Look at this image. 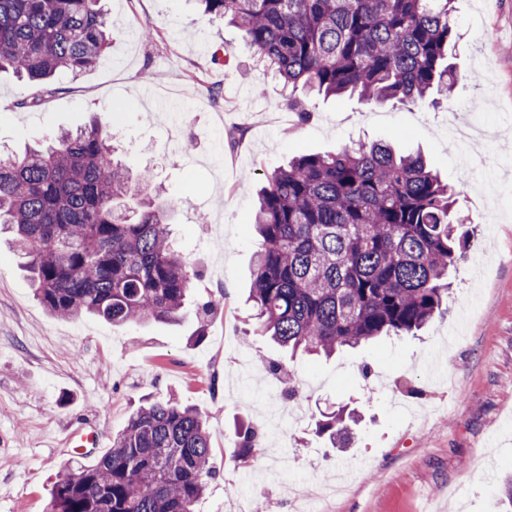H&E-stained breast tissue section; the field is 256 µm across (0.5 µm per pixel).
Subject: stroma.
<instances>
[{"label":"stroma","mask_w":512,"mask_h":512,"mask_svg":"<svg viewBox=\"0 0 512 512\" xmlns=\"http://www.w3.org/2000/svg\"><path fill=\"white\" fill-rule=\"evenodd\" d=\"M112 40L105 58L79 77L58 75L40 106H20L27 90L0 72V149L20 150L90 118L111 123L122 163L155 171L154 189L177 196L173 229L199 274L178 322L115 326L49 315L26 272L0 247V512H43L69 455L71 430L86 427L100 449L146 394L169 392L206 419L213 437L199 512H229L225 484L253 512L268 502L294 512L289 485L349 475L326 512H489L512 476V0H456L461 38L452 62L460 75L441 108L395 106L341 96L311 98L310 121L290 112L282 84L196 0H107ZM164 39L147 43L144 25ZM224 47L229 65L197 53ZM479 75V84L468 74ZM221 86L213 102L208 88ZM466 112L481 135L472 151L491 161L498 221L484 223L448 147V115ZM246 126L245 141L215 154L211 116ZM365 139L421 152L448 181L474 229L468 257L453 270L447 313L419 332L381 336L336 356L294 358L257 335L246 303L259 240L255 190L266 173L302 153L335 151ZM212 301L206 322L198 302ZM252 368V381L224 364L222 346ZM286 364L304 391L289 400L263 382L269 361ZM355 410L349 445L334 448L315 431L320 412ZM262 429L263 450L232 461L236 432ZM100 449L81 461L93 463Z\"/></svg>","instance_id":"35a3bbf8"}]
</instances>
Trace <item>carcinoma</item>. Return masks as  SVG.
I'll list each match as a JSON object with an SVG mask.
<instances>
[{
    "label": "carcinoma",
    "mask_w": 512,
    "mask_h": 512,
    "mask_svg": "<svg viewBox=\"0 0 512 512\" xmlns=\"http://www.w3.org/2000/svg\"><path fill=\"white\" fill-rule=\"evenodd\" d=\"M229 20L243 47L308 115L311 94L437 106L458 76L449 63L459 34L453 0H200ZM103 0H0V72L39 93L57 74L77 77L110 44ZM108 127L93 119L42 149L0 154V234L56 317L113 325L176 322L193 279L167 216L180 201H117L132 193ZM455 193L420 155L362 141L305 154L265 175L250 301L256 329L292 352L327 356L383 333L420 329L448 299V270L471 246ZM338 448L340 413L316 423ZM255 429L238 432L232 457H254ZM211 432L172 393L133 411L112 448L63 467L43 512H197L214 476Z\"/></svg>",
    "instance_id": "carcinoma-1"
}]
</instances>
